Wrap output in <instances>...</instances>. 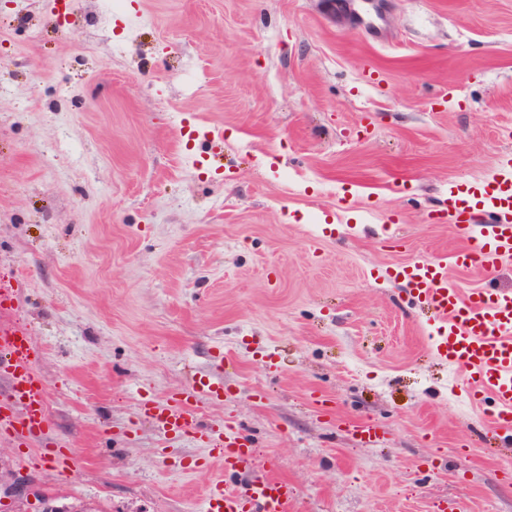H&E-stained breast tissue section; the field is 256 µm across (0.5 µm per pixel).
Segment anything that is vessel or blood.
Listing matches in <instances>:
<instances>
[{"mask_svg":"<svg viewBox=\"0 0 512 512\" xmlns=\"http://www.w3.org/2000/svg\"><path fill=\"white\" fill-rule=\"evenodd\" d=\"M505 172L476 186L449 184L447 212L461 226L467 242L454 255L453 266L488 270L512 256V157ZM440 261L418 259L397 269L411 295L433 315V346L450 364L462 369L472 384L470 397H492L497 408L489 425L512 427V291L484 286L463 294L448 283ZM37 356L31 331L24 326L0 327V367H9L12 406L0 405V433L26 445L48 424L46 385L35 371ZM224 384L205 375L187 391L174 393L165 407L144 412L163 434L192 433L208 444L224 471L253 470L257 453L241 441L233 425L202 426L196 400L211 401ZM296 486L272 475L258 476L238 490L213 485L202 512H292Z\"/></svg>","mask_w":512,"mask_h":512,"instance_id":"1","label":"vessel or blood"}]
</instances>
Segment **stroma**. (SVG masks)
<instances>
[{
    "mask_svg": "<svg viewBox=\"0 0 512 512\" xmlns=\"http://www.w3.org/2000/svg\"><path fill=\"white\" fill-rule=\"evenodd\" d=\"M0 0V282L50 425L0 471L68 512H199L225 475L141 414L211 373L294 512H512V429L394 277L512 155V0ZM223 134L214 145L211 131ZM381 430L363 443L346 420ZM74 464L33 470L27 452Z\"/></svg>",
    "mask_w": 512,
    "mask_h": 512,
    "instance_id": "1",
    "label": "stroma"
}]
</instances>
